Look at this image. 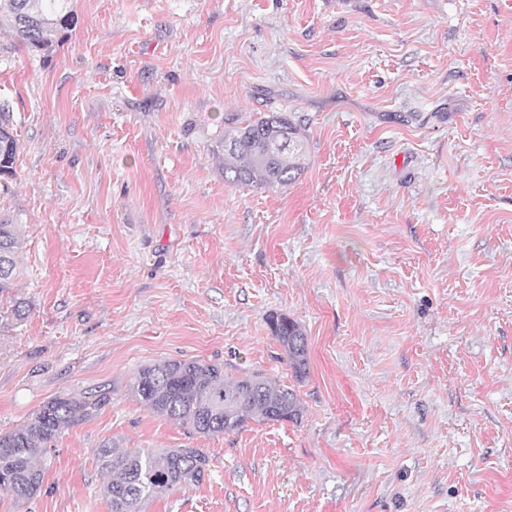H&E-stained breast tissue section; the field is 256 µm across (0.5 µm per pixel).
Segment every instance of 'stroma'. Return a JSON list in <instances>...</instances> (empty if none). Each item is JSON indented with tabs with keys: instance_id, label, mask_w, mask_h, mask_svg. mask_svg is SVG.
<instances>
[{
	"instance_id": "obj_1",
	"label": "stroma",
	"mask_w": 512,
	"mask_h": 512,
	"mask_svg": "<svg viewBox=\"0 0 512 512\" xmlns=\"http://www.w3.org/2000/svg\"><path fill=\"white\" fill-rule=\"evenodd\" d=\"M51 53L0 30L20 224L0 302V431L105 385L39 495L111 512L94 454L199 448L143 512H512V0H73ZM285 112L301 177L234 186L230 120ZM302 326L296 379L267 318ZM201 359L292 388L297 422L206 436L158 416L142 367Z\"/></svg>"
}]
</instances>
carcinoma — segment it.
Masks as SVG:
<instances>
[{
	"instance_id": "obj_1",
	"label": "carcinoma",
	"mask_w": 512,
	"mask_h": 512,
	"mask_svg": "<svg viewBox=\"0 0 512 512\" xmlns=\"http://www.w3.org/2000/svg\"><path fill=\"white\" fill-rule=\"evenodd\" d=\"M72 0H0V28L14 46L28 52L49 53L62 30L73 25ZM18 139L9 102L0 101V181L15 176ZM224 159V180L232 185L273 187L298 178L306 166L307 139L302 125L283 112H269L224 131L214 149ZM21 225L0 219V296L16 287ZM271 335L288 357L296 378L309 369L307 336L285 314L268 318ZM131 391L152 412L188 426L198 434L224 435L250 420L291 421L302 417L300 401L259 373L227 379L224 366L204 360H172L141 368ZM112 400V391L98 387L47 401L29 420L0 431V489L19 500L37 496L44 472L39 458L62 432L88 421ZM109 476L102 487L111 512H140L142 504L182 487L199 484L210 459L198 448L96 449Z\"/></svg>"
}]
</instances>
